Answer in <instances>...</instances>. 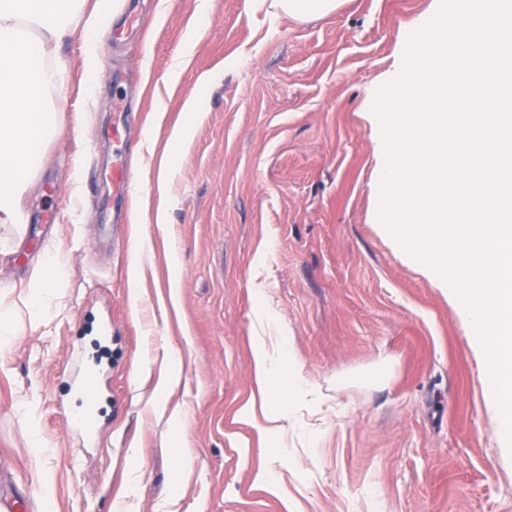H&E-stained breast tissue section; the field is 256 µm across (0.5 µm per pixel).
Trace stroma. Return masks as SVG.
I'll use <instances>...</instances> for the list:
<instances>
[{
	"instance_id": "1",
	"label": "stroma",
	"mask_w": 512,
	"mask_h": 512,
	"mask_svg": "<svg viewBox=\"0 0 512 512\" xmlns=\"http://www.w3.org/2000/svg\"><path fill=\"white\" fill-rule=\"evenodd\" d=\"M440 2L343 0L299 22L257 0H117L93 85L82 33L63 42L61 133L24 198L28 224L47 208L57 222L28 257L26 226L0 223V312L16 331L0 356V498L25 512H512L483 358L376 230L367 114ZM116 151L150 208L113 197ZM50 248L66 276L34 314ZM261 336L320 391L306 408L269 400L288 415L282 451L237 420ZM89 412L94 432L68 426Z\"/></svg>"
}]
</instances>
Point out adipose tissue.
Masks as SVG:
<instances>
[{
  "label": "adipose tissue",
  "instance_id": "1",
  "mask_svg": "<svg viewBox=\"0 0 512 512\" xmlns=\"http://www.w3.org/2000/svg\"><path fill=\"white\" fill-rule=\"evenodd\" d=\"M85 0H0V222L22 224V197L43 161V146L59 132L48 102L63 86L52 54L62 39L81 30L89 83H96V32L106 20L111 0L85 12ZM254 382L261 397L274 391L302 395L295 367L272 359L264 341L254 353Z\"/></svg>",
  "mask_w": 512,
  "mask_h": 512
}]
</instances>
